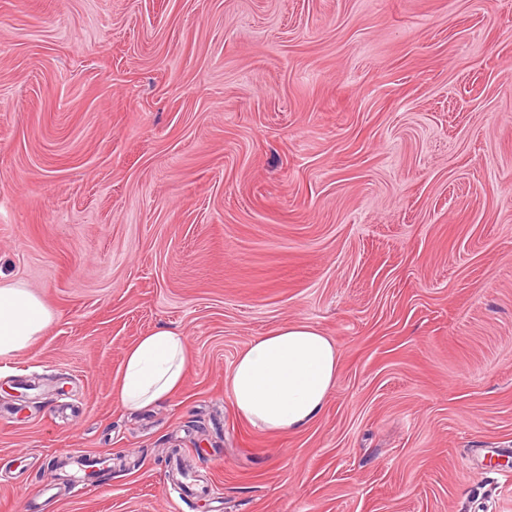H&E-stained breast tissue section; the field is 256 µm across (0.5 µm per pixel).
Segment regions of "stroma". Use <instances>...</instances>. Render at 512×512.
<instances>
[{
	"label": "stroma",
	"instance_id": "35a3bbf8",
	"mask_svg": "<svg viewBox=\"0 0 512 512\" xmlns=\"http://www.w3.org/2000/svg\"><path fill=\"white\" fill-rule=\"evenodd\" d=\"M0 281L53 314L0 512H512V0H0ZM287 323L340 372L273 434L224 378ZM161 327L185 382L127 410ZM187 338L159 329L141 336L124 354L116 395L129 410L169 400L180 389L188 365Z\"/></svg>",
	"mask_w": 512,
	"mask_h": 512
}]
</instances>
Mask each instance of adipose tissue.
<instances>
[{
	"instance_id": "ef3b65f1",
	"label": "adipose tissue",
	"mask_w": 512,
	"mask_h": 512,
	"mask_svg": "<svg viewBox=\"0 0 512 512\" xmlns=\"http://www.w3.org/2000/svg\"><path fill=\"white\" fill-rule=\"evenodd\" d=\"M52 321L29 289L0 284V357L28 347ZM186 336L159 329L124 354L116 395L130 410L169 400L188 365ZM339 374L335 343L309 323L282 325L250 341L225 384L232 404L252 425L281 433L306 428L321 414Z\"/></svg>"
}]
</instances>
